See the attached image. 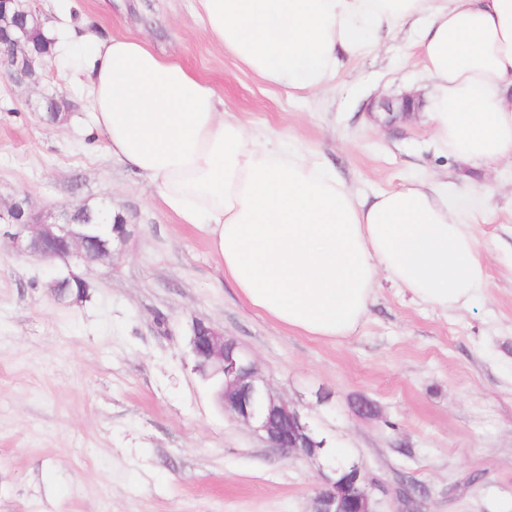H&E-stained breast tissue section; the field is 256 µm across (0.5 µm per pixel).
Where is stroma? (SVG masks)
I'll return each mask as SVG.
<instances>
[{
    "label": "stroma",
    "mask_w": 512,
    "mask_h": 512,
    "mask_svg": "<svg viewBox=\"0 0 512 512\" xmlns=\"http://www.w3.org/2000/svg\"><path fill=\"white\" fill-rule=\"evenodd\" d=\"M58 47L38 84L0 83V204L59 213L105 204L128 236L111 264L78 266L86 296L57 303L56 266L16 256L0 224V512H309L325 459H283L216 403L192 370L189 326L207 321L255 361L328 445L384 490L379 512H512V164L460 166L416 112L395 127L371 100L431 81L410 30L345 58L326 96H288L225 54L196 0H30ZM146 40L224 98L250 130L332 164L362 197L443 185L477 215L488 285L444 310L380 279L350 338L264 316L224 277L210 237L181 223L96 131L69 32ZM64 101L48 120L46 98ZM370 401L375 413L359 416ZM407 499H399V491Z\"/></svg>",
    "instance_id": "stroma-1"
}]
</instances>
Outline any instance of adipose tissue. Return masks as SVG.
I'll return each instance as SVG.
<instances>
[{
  "instance_id": "1",
  "label": "adipose tissue",
  "mask_w": 512,
  "mask_h": 512,
  "mask_svg": "<svg viewBox=\"0 0 512 512\" xmlns=\"http://www.w3.org/2000/svg\"><path fill=\"white\" fill-rule=\"evenodd\" d=\"M226 53L289 96L322 92L344 55L411 24L431 88L423 113L459 161L512 159V0H197ZM94 124L181 223L204 226L225 277L261 313L353 335L378 275L463 307L487 285L477 238L423 182L356 198L326 162L248 131L223 98L142 39L77 34Z\"/></svg>"
}]
</instances>
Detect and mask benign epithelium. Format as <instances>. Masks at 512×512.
I'll use <instances>...</instances> for the list:
<instances>
[{
    "mask_svg": "<svg viewBox=\"0 0 512 512\" xmlns=\"http://www.w3.org/2000/svg\"><path fill=\"white\" fill-rule=\"evenodd\" d=\"M28 2L0 0V29L16 28L14 36L3 43L0 81L21 85L36 80V60L28 49L26 28L18 24L28 19L38 22ZM378 108L390 116L396 112L406 116L416 111V98L408 93L395 100L383 98ZM0 223L15 227L12 248L17 256L64 262L66 271L49 283L50 291L60 303L70 301L75 287L85 283L72 270L71 262L110 264L115 248L127 238L126 224L120 217H112L109 206L96 208L92 224H72L53 214L36 213L25 194L0 207ZM189 345L193 370L217 386L215 396L222 410L251 427L269 447L279 450L287 459L295 456L316 459L326 453V440L319 438L295 406L274 394L254 361L234 340L225 337L224 332L195 320ZM380 489L382 486L367 477L359 465L340 464L324 477L323 486L311 499L310 512H375L374 493Z\"/></svg>",
    "mask_w": 512,
    "mask_h": 512,
    "instance_id": "obj_1",
    "label": "benign epithelium"
}]
</instances>
